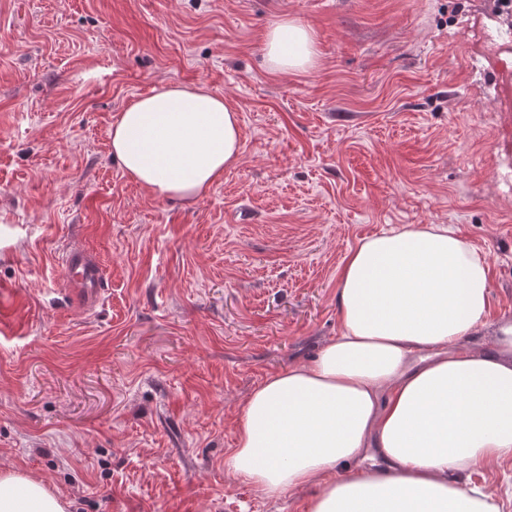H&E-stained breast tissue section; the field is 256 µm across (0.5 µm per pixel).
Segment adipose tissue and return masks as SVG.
<instances>
[{
	"label": "adipose tissue",
	"mask_w": 512,
	"mask_h": 512,
	"mask_svg": "<svg viewBox=\"0 0 512 512\" xmlns=\"http://www.w3.org/2000/svg\"><path fill=\"white\" fill-rule=\"evenodd\" d=\"M264 52L273 74L318 59L291 19ZM111 146L155 195L198 199L238 163L240 118L206 88L168 85L123 110ZM336 301L339 336L242 403L225 469L265 498L307 489L304 512H501L473 481L512 461V320L490 321L486 254L443 224L374 234L346 256ZM488 325V347L459 349ZM371 456L380 466L363 469ZM68 507L25 471L0 472V512Z\"/></svg>",
	"instance_id": "1"
}]
</instances>
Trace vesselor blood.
<instances>
[{
    "instance_id": "vessel-or-blood-1",
    "label": "vessel or blood",
    "mask_w": 512,
    "mask_h": 512,
    "mask_svg": "<svg viewBox=\"0 0 512 512\" xmlns=\"http://www.w3.org/2000/svg\"><path fill=\"white\" fill-rule=\"evenodd\" d=\"M59 263L64 281L80 309L90 311L102 299V264L98 257L83 245H68L62 252ZM16 285L11 281L0 280V334L12 336L16 325L12 314L6 310L5 302L14 298Z\"/></svg>"
}]
</instances>
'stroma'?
I'll return each mask as SVG.
<instances>
[{
	"mask_svg": "<svg viewBox=\"0 0 512 512\" xmlns=\"http://www.w3.org/2000/svg\"><path fill=\"white\" fill-rule=\"evenodd\" d=\"M495 0H0V471L70 512H302L224 469L242 402L339 328L364 236L449 224L512 318V72L483 28ZM309 26L319 61L271 74L265 34ZM202 85L242 152L204 198L163 199L113 159L135 98ZM102 260L76 309L59 257ZM16 284L11 281L0 280V334L2 336H12L17 333L16 325L12 314L5 309L4 301L13 299L16 290Z\"/></svg>",
	"mask_w": 512,
	"mask_h": 512,
	"instance_id": "stroma-1",
	"label": "stroma"
}]
</instances>
